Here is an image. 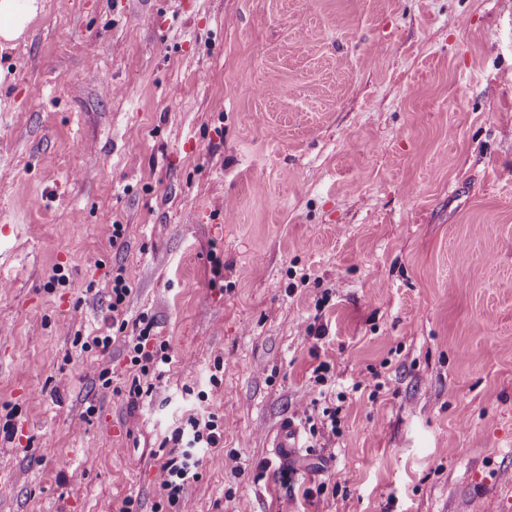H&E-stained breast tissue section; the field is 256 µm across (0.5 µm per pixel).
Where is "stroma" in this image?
<instances>
[{
	"label": "stroma",
	"instance_id": "35a3bbf8",
	"mask_svg": "<svg viewBox=\"0 0 512 512\" xmlns=\"http://www.w3.org/2000/svg\"><path fill=\"white\" fill-rule=\"evenodd\" d=\"M179 2L41 0L0 50V512H157L208 413L188 512H497L512 0ZM143 315L158 376L124 351ZM131 288L128 283L123 268H118L115 272L112 270V324L117 321V317L123 311V304L130 293ZM188 423L191 434L187 442L184 446H179L182 444L184 431L176 429L172 440L178 447L170 452V457L161 465L160 487L168 505L178 509L172 512L186 511L183 509L186 506L188 485L198 477L196 469L199 460L195 459L193 449L218 447L221 438L217 417L212 413L201 420L189 419ZM272 448L275 453L284 461H289L299 452L300 439L299 430L291 420H284L280 423L274 437Z\"/></svg>",
	"mask_w": 512,
	"mask_h": 512
}]
</instances>
